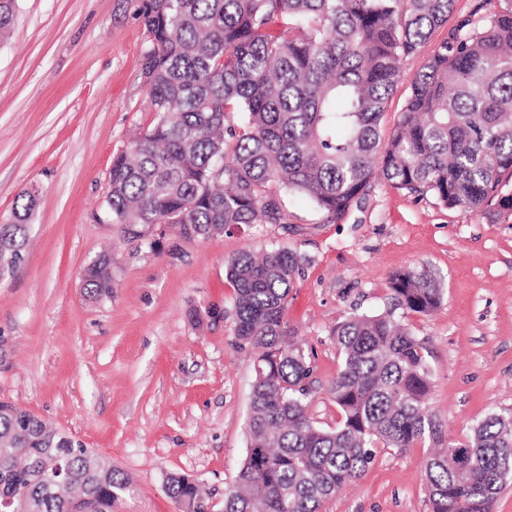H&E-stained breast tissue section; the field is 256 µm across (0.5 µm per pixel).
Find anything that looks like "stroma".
<instances>
[{
	"instance_id": "1",
	"label": "stroma",
	"mask_w": 512,
	"mask_h": 512,
	"mask_svg": "<svg viewBox=\"0 0 512 512\" xmlns=\"http://www.w3.org/2000/svg\"><path fill=\"white\" fill-rule=\"evenodd\" d=\"M480 0H455L447 24L402 65L392 127L409 82L450 25ZM139 0H17L0 41V224L23 192L38 202L24 259L0 281V401L72 435L130 478L118 512H179L170 474L196 479L223 512L246 456L253 368L234 344L225 263L277 242L305 263L286 318L311 358L308 414L340 415L329 389L342 357L333 331L382 310L396 272L428 267L444 299L412 316L430 352V408L462 440L487 413L512 414V211L449 209L377 184L341 221L301 198L284 224L243 225L187 241L164 227L157 248L120 236L107 205L112 159L146 131L147 34ZM111 253L115 288L91 300L83 270ZM426 446L379 449L321 512H431Z\"/></svg>"
}]
</instances>
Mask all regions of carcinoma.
I'll return each mask as SVG.
<instances>
[{"instance_id":"carcinoma-1","label":"carcinoma","mask_w":512,"mask_h":512,"mask_svg":"<svg viewBox=\"0 0 512 512\" xmlns=\"http://www.w3.org/2000/svg\"><path fill=\"white\" fill-rule=\"evenodd\" d=\"M16 0H0V35ZM460 19L412 76L390 132L382 118L402 75L454 0H140L143 75L155 119L110 170L120 235L152 246L154 229L185 239L241 224H286L283 197L342 220L377 180L466 212L512 211V0ZM0 224V270L29 240L36 195ZM304 257L279 244L226 263L237 348L254 354L248 448L224 512H319L365 474L379 448L430 442L431 512H496L512 482V417L489 413L448 440L430 411L429 351L402 319L442 303L424 267L390 279L385 308L336 325L342 364L330 396L341 419L308 416L311 360L293 340L288 298ZM93 299L112 296L106 256L84 271ZM92 451L33 414L0 403V501L25 512H113L130 482L100 477ZM63 483L48 486L50 467ZM180 512H207L195 480L167 477Z\"/></svg>"}]
</instances>
